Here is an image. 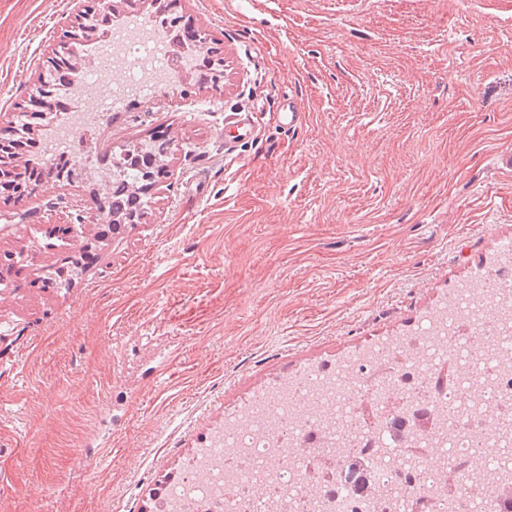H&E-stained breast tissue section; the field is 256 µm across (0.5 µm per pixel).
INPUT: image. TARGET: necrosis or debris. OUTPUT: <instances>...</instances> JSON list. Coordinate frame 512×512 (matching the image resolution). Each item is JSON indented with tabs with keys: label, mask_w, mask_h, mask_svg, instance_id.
I'll list each match as a JSON object with an SVG mask.
<instances>
[{
	"label": "necrosis or debris",
	"mask_w": 512,
	"mask_h": 512,
	"mask_svg": "<svg viewBox=\"0 0 512 512\" xmlns=\"http://www.w3.org/2000/svg\"><path fill=\"white\" fill-rule=\"evenodd\" d=\"M97 65L78 85L95 88L97 112L121 111L155 92L142 66L167 76L189 66L147 18L128 16L91 46ZM46 127L42 156L74 157V126L87 106ZM487 346L473 351L475 337ZM350 448L368 460L369 492H349L340 474L314 475L311 451ZM464 482L450 489L444 475ZM512 486V259L493 278L457 288L422 319L414 335L384 339L337 362L279 383L224 424L162 500L161 512H402L409 497L427 512H500L498 488Z\"/></svg>",
	"instance_id": "1"
}]
</instances>
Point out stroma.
I'll return each instance as SVG.
<instances>
[{"label":"stroma","instance_id":"35a3bbf8","mask_svg":"<svg viewBox=\"0 0 512 512\" xmlns=\"http://www.w3.org/2000/svg\"><path fill=\"white\" fill-rule=\"evenodd\" d=\"M67 0H0V125L67 24ZM224 59L218 85L98 116L89 149L173 140L119 242L90 193L44 181L0 255V512H158L259 390L417 331L512 242V0H176ZM305 113L284 125L287 108ZM252 113L234 140L232 114ZM82 225L98 259L45 228Z\"/></svg>","mask_w":512,"mask_h":512}]
</instances>
